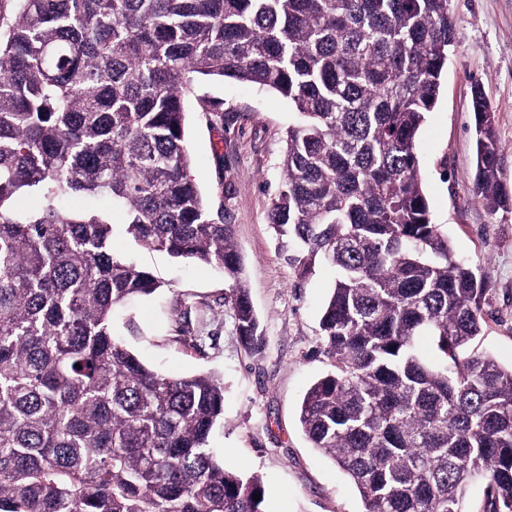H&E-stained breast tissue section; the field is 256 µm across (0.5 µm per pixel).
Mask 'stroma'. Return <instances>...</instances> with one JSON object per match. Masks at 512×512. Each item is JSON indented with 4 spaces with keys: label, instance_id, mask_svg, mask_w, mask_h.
I'll use <instances>...</instances> for the list:
<instances>
[{
    "label": "stroma",
    "instance_id": "35a3bbf8",
    "mask_svg": "<svg viewBox=\"0 0 512 512\" xmlns=\"http://www.w3.org/2000/svg\"><path fill=\"white\" fill-rule=\"evenodd\" d=\"M448 12L454 42L417 154L433 222L456 257L481 264L490 285L478 348L510 366L512 209L489 213L475 193L472 90L481 88L494 112L502 146L498 178L512 195V0H448ZM198 93L222 102L224 120L207 122L197 100L190 101L191 174L211 204H229L263 345L250 350L236 333L220 272L142 250L119 229L114 250L163 286L131 301L115 329L147 366L223 377L224 416L210 445L225 468L261 477L266 512H363L357 489L310 447L298 422L305 392L332 368L319 319L336 273L320 265L299 276L268 224L290 106L277 92L231 81L202 84Z\"/></svg>",
    "mask_w": 512,
    "mask_h": 512
}]
</instances>
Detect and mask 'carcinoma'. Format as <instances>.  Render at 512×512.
<instances>
[{
	"label": "carcinoma",
	"mask_w": 512,
	"mask_h": 512,
	"mask_svg": "<svg viewBox=\"0 0 512 512\" xmlns=\"http://www.w3.org/2000/svg\"><path fill=\"white\" fill-rule=\"evenodd\" d=\"M453 38L448 0H0V512H265L210 447L223 379L153 369L112 329L161 289L112 251L119 211L142 249L222 271L261 348L234 225L190 176L187 100L224 80L290 102L269 224L299 275L337 272L310 446L364 512H464L477 481L480 512H512V366L471 350L488 283L431 222L416 153ZM472 108L493 214L512 199L478 87Z\"/></svg>",
	"instance_id": "obj_1"
}]
</instances>
